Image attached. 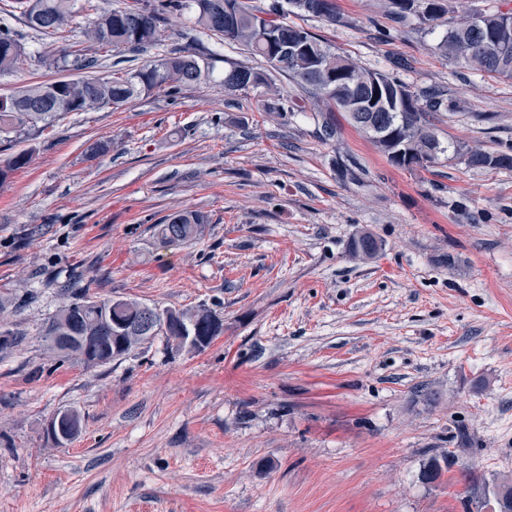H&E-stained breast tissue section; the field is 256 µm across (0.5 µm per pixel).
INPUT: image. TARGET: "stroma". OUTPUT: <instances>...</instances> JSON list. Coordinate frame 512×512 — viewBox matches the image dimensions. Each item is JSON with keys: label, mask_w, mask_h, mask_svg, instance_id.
Masks as SVG:
<instances>
[{"label": "stroma", "mask_w": 512, "mask_h": 512, "mask_svg": "<svg viewBox=\"0 0 512 512\" xmlns=\"http://www.w3.org/2000/svg\"><path fill=\"white\" fill-rule=\"evenodd\" d=\"M434 23L384 0H336L338 20L288 15L359 66L447 100L438 164H391L344 113L323 120L288 77L275 115L257 91L204 82L117 110L71 112L12 144L32 152L0 184V512H465L464 471L512 480V80L450 65L449 25L512 0H446ZM25 47L0 95L54 80L45 57L83 39L10 20ZM223 70L235 42L171 16L161 45L108 53L93 77L174 48ZM109 143L101 155L97 142ZM199 211L200 239L163 246L155 226ZM371 234L376 255L353 257ZM89 293L161 309L209 307L207 348L164 337L89 369L44 336ZM75 411L56 445L48 424ZM441 467L429 482L430 462ZM467 164L475 168H503L512 169V155L506 152L489 154L484 152H472L467 157Z\"/></svg>", "instance_id": "1"}]
</instances>
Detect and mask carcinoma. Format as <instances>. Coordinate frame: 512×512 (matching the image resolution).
<instances>
[{"label":"carcinoma","instance_id":"obj_1","mask_svg":"<svg viewBox=\"0 0 512 512\" xmlns=\"http://www.w3.org/2000/svg\"><path fill=\"white\" fill-rule=\"evenodd\" d=\"M13 0V9L25 19L28 27L40 34L55 35L72 27L80 12L90 11L83 30L85 41L95 52L110 47L114 50L143 51L162 41L164 25L173 14L188 13L204 33L220 35L260 57L277 73L293 79L325 113L326 135L333 137L336 127L332 112L347 115L364 112L376 129L386 138L375 141L387 159L395 166L414 169L437 163L448 151L438 138L430 116L445 106L444 99L424 90L412 92L401 81L381 72L361 68L349 58L331 50L330 46L301 27L267 20L268 29L259 32L255 22L259 15L248 0H134V4L118 9H102L85 0ZM288 4L304 14L322 17L329 22L337 18L334 0H288ZM386 8L398 19L415 14L422 21L437 19L445 7L442 0H387ZM512 22V13H481L476 17L448 27L439 44L448 60L472 69L512 79V36L506 53L492 49L475 50L481 41L491 40L505 22ZM25 48L15 30L0 21V75L16 70ZM96 58L81 50H60L48 59V64L62 71L79 72L90 69ZM219 80L230 93L249 89H264V93L279 100L284 95L270 73L244 62H230L220 77L203 57L190 50H172L139 70L126 71L107 79L77 76L62 81L26 84L15 88L0 99V140L17 141L56 123L68 112H91L103 108H119L142 92L157 89L174 96L186 87ZM31 156L19 152L0 166V183L15 170L28 166ZM467 164L475 168L512 169V155L473 152ZM204 214L179 211L156 225V234L166 246H179L200 238ZM354 255L378 251V241L369 234L351 243ZM102 312L86 306V297L65 305L69 310L65 328L53 318L46 338L55 351H60V336L70 337L75 357L93 368L119 361L135 348L162 336L167 343L182 347L177 338L182 330H192L203 338L201 348L208 347L224 332V325L210 309L199 307L182 312V321L154 325L151 333L127 341L117 347L120 329L141 322L145 304L134 299L102 301ZM485 503H494V512H512V485L483 487Z\"/></svg>","mask_w":512,"mask_h":512}]
</instances>
